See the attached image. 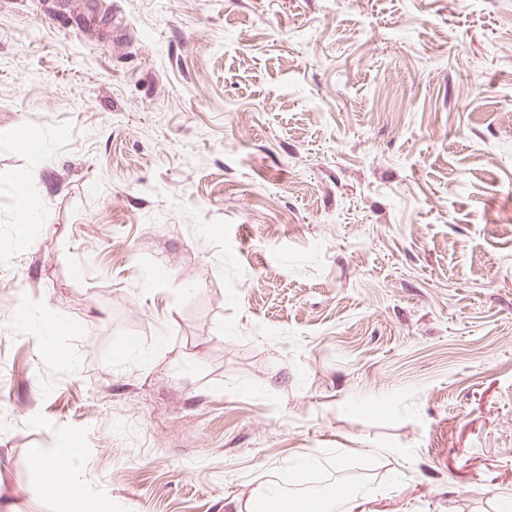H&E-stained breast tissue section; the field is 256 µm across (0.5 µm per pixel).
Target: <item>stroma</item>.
I'll return each instance as SVG.
<instances>
[{"label": "stroma", "mask_w": 512, "mask_h": 512, "mask_svg": "<svg viewBox=\"0 0 512 512\" xmlns=\"http://www.w3.org/2000/svg\"><path fill=\"white\" fill-rule=\"evenodd\" d=\"M54 2L0 0V512L64 448L96 512H497L512 0Z\"/></svg>", "instance_id": "obj_1"}]
</instances>
